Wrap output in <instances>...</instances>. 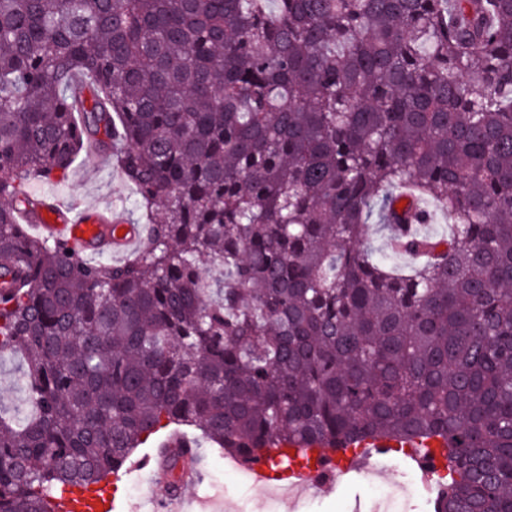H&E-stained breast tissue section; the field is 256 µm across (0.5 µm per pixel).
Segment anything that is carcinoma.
I'll list each match as a JSON object with an SVG mask.
<instances>
[{"instance_id": "obj_1", "label": "carcinoma", "mask_w": 512, "mask_h": 512, "mask_svg": "<svg viewBox=\"0 0 512 512\" xmlns=\"http://www.w3.org/2000/svg\"><path fill=\"white\" fill-rule=\"evenodd\" d=\"M91 146L147 217L123 263L21 232ZM374 217L426 259L362 249ZM7 351L0 512L166 428L174 492L207 446L436 440L443 512H512V0H0ZM24 369V361L20 355L0 356V410L3 414L10 415L24 407Z\"/></svg>"}]
</instances>
